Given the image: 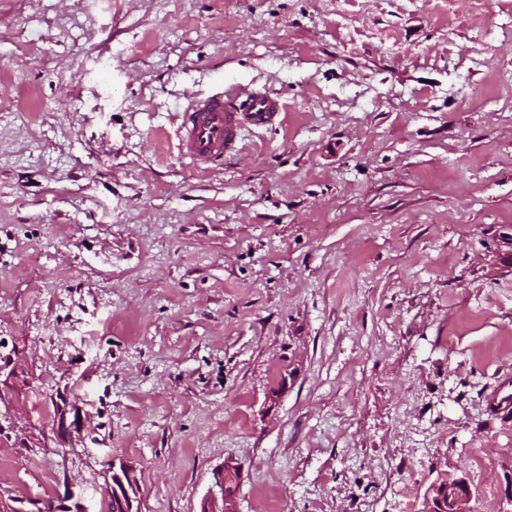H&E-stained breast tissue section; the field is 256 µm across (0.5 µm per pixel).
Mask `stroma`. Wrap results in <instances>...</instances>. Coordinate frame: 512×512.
<instances>
[{
  "instance_id": "obj_1",
  "label": "stroma",
  "mask_w": 512,
  "mask_h": 512,
  "mask_svg": "<svg viewBox=\"0 0 512 512\" xmlns=\"http://www.w3.org/2000/svg\"><path fill=\"white\" fill-rule=\"evenodd\" d=\"M4 356L20 512H512V0H0ZM193 98L181 113L179 150L193 164H211L237 153L247 129L280 121L282 106L259 91ZM242 481V465L227 459L214 472V483L203 499L199 512H239L238 489ZM112 487L109 485L110 492H112V498L116 499L119 504L115 505L112 502L109 506V511L117 512L122 509V512H140L138 506L134 507V502H137L136 497L132 496L137 494V483L138 477L136 469L127 464H120L116 467L115 463H112ZM472 491L462 479L436 483L426 493L425 512H472Z\"/></svg>"
}]
</instances>
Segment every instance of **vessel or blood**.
<instances>
[{"mask_svg": "<svg viewBox=\"0 0 512 512\" xmlns=\"http://www.w3.org/2000/svg\"><path fill=\"white\" fill-rule=\"evenodd\" d=\"M282 107L258 91L193 98L181 114L179 150L193 164L221 162L237 153L248 129L279 122Z\"/></svg>", "mask_w": 512, "mask_h": 512, "instance_id": "obj_1", "label": "vessel or blood"}]
</instances>
